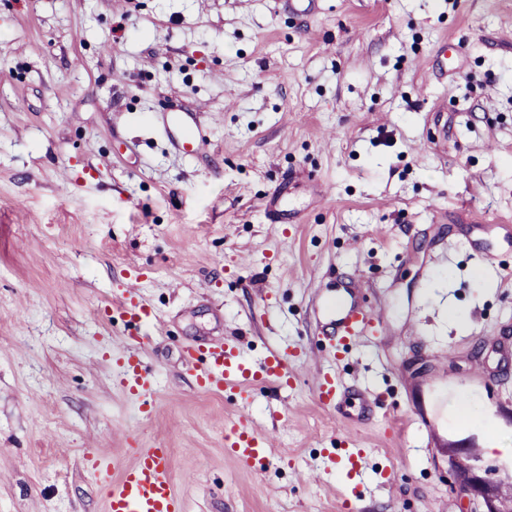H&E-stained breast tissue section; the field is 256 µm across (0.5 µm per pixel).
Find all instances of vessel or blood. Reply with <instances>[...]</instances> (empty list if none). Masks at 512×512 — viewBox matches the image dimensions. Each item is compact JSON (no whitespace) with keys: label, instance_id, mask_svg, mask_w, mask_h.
Returning a JSON list of instances; mask_svg holds the SVG:
<instances>
[{"label":"vessel or blood","instance_id":"vessel-or-blood-1","mask_svg":"<svg viewBox=\"0 0 512 512\" xmlns=\"http://www.w3.org/2000/svg\"><path fill=\"white\" fill-rule=\"evenodd\" d=\"M172 125L187 128L188 134L178 141L184 152L194 154L203 149L208 137L195 124L193 113L181 112L171 117ZM327 338L337 346H344L354 338L374 333L383 325L380 309L347 296L339 306L326 311ZM149 344L142 329H135L125 336L124 352L118 360V380L122 387L140 401L143 413H151L154 405L155 378L147 373L140 356ZM184 359L195 370L198 387L206 392L220 393L243 387L248 381H271L281 385L288 382V355L276 351L260 363L244 364L236 347L226 341L216 340L191 345L184 350ZM317 398L319 404L341 419H351L352 414L344 402L345 392L335 374L319 372ZM358 399L361 410L371 409L369 395L360 390L349 392ZM273 445L270 434L258 432L243 418L225 422L224 446L244 465L266 458ZM85 470L100 486L106 503V512H187V505L174 489L171 454L160 447L139 448L133 462L113 466L101 452H88L84 456Z\"/></svg>","mask_w":512,"mask_h":512}]
</instances>
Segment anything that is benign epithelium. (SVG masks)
I'll return each instance as SVG.
<instances>
[{
	"mask_svg": "<svg viewBox=\"0 0 512 512\" xmlns=\"http://www.w3.org/2000/svg\"><path fill=\"white\" fill-rule=\"evenodd\" d=\"M455 468L459 493L476 503L473 512H512V497L503 494L512 485V458L488 465L468 447L448 448Z\"/></svg>",
	"mask_w": 512,
	"mask_h": 512,
	"instance_id": "1",
	"label": "benign epithelium"
}]
</instances>
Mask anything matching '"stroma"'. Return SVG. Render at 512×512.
Returning a JSON list of instances; mask_svg holds the SVG:
<instances>
[{"mask_svg": "<svg viewBox=\"0 0 512 512\" xmlns=\"http://www.w3.org/2000/svg\"><path fill=\"white\" fill-rule=\"evenodd\" d=\"M510 232L512 0H0V512H105L84 450L154 445L188 512H471L449 445L512 449ZM349 283L386 326L332 355ZM132 286L148 415L116 381ZM218 335L287 352L290 385L201 391L183 350ZM316 367L374 413L344 427ZM239 416L277 434L251 468ZM170 122L174 126L188 128V135L179 140L175 146L182 149L185 153L195 154L206 145L208 137L201 128L195 123L193 112H181L171 117ZM272 446L270 434L258 432L241 416L224 422V447L242 464L251 467L255 461L267 458Z\"/></svg>", "mask_w": 512, "mask_h": 512, "instance_id": "obj_1", "label": "stroma"}]
</instances>
